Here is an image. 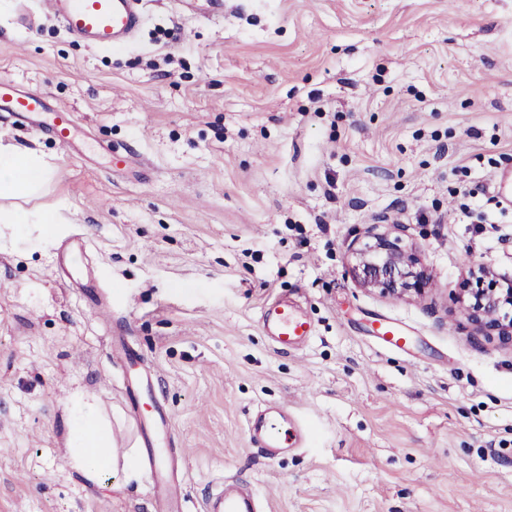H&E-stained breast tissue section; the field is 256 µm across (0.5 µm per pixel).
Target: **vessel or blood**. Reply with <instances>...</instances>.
Returning a JSON list of instances; mask_svg holds the SVG:
<instances>
[{
    "label": "vessel or blood",
    "mask_w": 512,
    "mask_h": 512,
    "mask_svg": "<svg viewBox=\"0 0 512 512\" xmlns=\"http://www.w3.org/2000/svg\"><path fill=\"white\" fill-rule=\"evenodd\" d=\"M139 0H50L49 6L66 30L97 48H108L132 37L140 26ZM0 112L17 119L36 118L41 126L53 130L64 145H71L75 121L68 110L52 106L46 95L23 91L13 79L0 78ZM259 321L278 348L295 347L315 334L313 322L297 313L281 298L268 302ZM372 336L391 346L406 345V332L394 321H377ZM116 358L124 373V388L140 433V448L147 461V474L157 512H184L185 490L182 481L166 468L162 440L170 436L171 416L163 406L142 410L140 402L154 391V378L140 370L133 349L121 346ZM247 435L251 447L274 459L305 444L304 427L286 405L258 408L250 418ZM205 512H260L261 506L251 489L239 481L225 483L209 497Z\"/></svg>",
    "instance_id": "vessel-or-blood-1"
}]
</instances>
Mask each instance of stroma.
<instances>
[{"label": "stroma", "mask_w": 512, "mask_h": 512, "mask_svg": "<svg viewBox=\"0 0 512 512\" xmlns=\"http://www.w3.org/2000/svg\"><path fill=\"white\" fill-rule=\"evenodd\" d=\"M20 2L0 0V77L79 133L66 148L0 119V144L53 168L28 209L57 215L47 235L0 224V512H153L119 339L172 416L186 512L235 477L262 512H512V347L449 299L478 265L512 276L493 188L512 171V0H142L136 35L103 51L43 0L19 26ZM390 224L425 296L354 276L353 241ZM276 296L314 320L307 345L274 348L259 311ZM375 316L409 329L405 350L368 336ZM76 394L110 425L100 485L66 465ZM265 404L309 445L251 448Z\"/></svg>", "instance_id": "1"}]
</instances>
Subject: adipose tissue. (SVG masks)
I'll use <instances>...</instances> for the list:
<instances>
[{"instance_id": "obj_1", "label": "adipose tissue", "mask_w": 512, "mask_h": 512, "mask_svg": "<svg viewBox=\"0 0 512 512\" xmlns=\"http://www.w3.org/2000/svg\"><path fill=\"white\" fill-rule=\"evenodd\" d=\"M46 180L43 160L13 146L0 145V197L26 198ZM71 444L67 464L85 480L99 484L112 475V439L94 410L82 397L69 407Z\"/></svg>"}]
</instances>
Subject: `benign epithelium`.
Instances as JSON below:
<instances>
[{"label":"benign epithelium","mask_w":512,"mask_h":512,"mask_svg":"<svg viewBox=\"0 0 512 512\" xmlns=\"http://www.w3.org/2000/svg\"><path fill=\"white\" fill-rule=\"evenodd\" d=\"M369 241L353 250L354 270L364 285L384 294L425 293L428 278L415 248L404 243L396 231L370 233ZM500 276L491 271L479 273V287L465 288L457 297L475 327L487 336H496L512 345V277L500 287Z\"/></svg>","instance_id":"1"}]
</instances>
